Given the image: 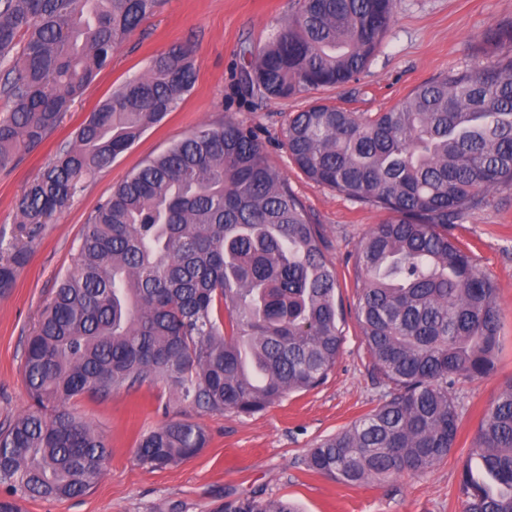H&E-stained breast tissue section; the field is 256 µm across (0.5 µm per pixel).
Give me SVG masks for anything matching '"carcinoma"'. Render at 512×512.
<instances>
[{"instance_id": "obj_1", "label": "carcinoma", "mask_w": 512, "mask_h": 512, "mask_svg": "<svg viewBox=\"0 0 512 512\" xmlns=\"http://www.w3.org/2000/svg\"><path fill=\"white\" fill-rule=\"evenodd\" d=\"M162 0H0V171L61 122L114 50ZM397 0H297L242 71L249 94L288 98L358 81ZM487 60L416 86L385 112L313 104L284 145L309 180L384 218L355 253L354 303L383 399L310 449L307 469L348 485L423 475L448 457L460 421L450 389L488 375L501 331L498 288L448 226L512 189V24L487 31ZM195 82L189 50L154 56L76 131L15 206L31 239L80 181L126 151ZM76 269L46 304L25 350L32 408L0 431V486L70 499L101 476L109 448L68 409L161 380L182 404L251 416L322 385L345 342L324 235L254 130L196 129L145 160L90 213ZM28 251L0 243V295ZM171 421L138 460L165 468L205 447ZM465 512H512V382L483 417L462 467ZM215 512H298L246 497Z\"/></svg>"}]
</instances>
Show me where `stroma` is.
I'll return each mask as SVG.
<instances>
[{"mask_svg": "<svg viewBox=\"0 0 512 512\" xmlns=\"http://www.w3.org/2000/svg\"><path fill=\"white\" fill-rule=\"evenodd\" d=\"M294 10L295 0H164L156 15L116 48L48 137L12 171H0V236L9 241L18 233V196L73 141L90 113L142 73L153 56L175 44L191 49L196 67L192 89L159 124L83 181L70 206L43 228L14 287L0 295V428L29 407L23 374L27 340L58 280L78 263L88 215L145 159L200 125L231 118L255 130L269 163L321 225L336 266V294L352 306L354 254L382 214L310 181L291 163L282 135L289 115L316 101L353 112L386 111L417 85L465 62L481 61L482 33L512 23V0H399L392 31L359 81L290 98L245 95L239 78L247 51L262 48ZM451 232L495 281L502 330L493 371L454 386L461 415L456 443L429 473L346 485L302 464L309 448L368 413L383 393L351 316L343 351L326 382L252 416L186 406L161 382L105 399L85 395L72 401V411L89 421L111 449L103 474L77 498L15 497L18 512H213L224 501L246 496L291 499L301 512H464L463 462L484 413L512 382V190L472 211ZM171 420L200 425L208 436L205 447L163 469L139 462L135 448L141 436Z\"/></svg>", "mask_w": 512, "mask_h": 512, "instance_id": "35a3bbf8", "label": "stroma"}]
</instances>
